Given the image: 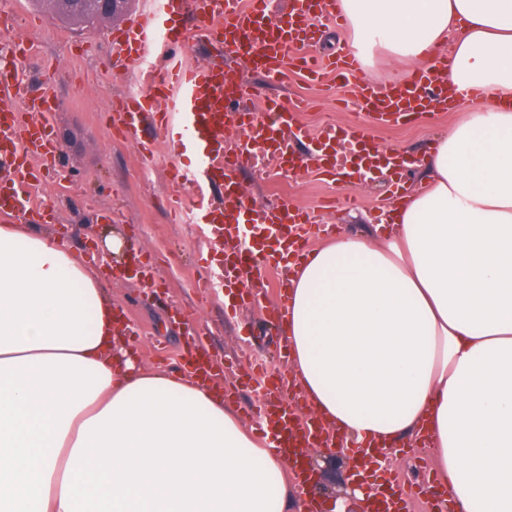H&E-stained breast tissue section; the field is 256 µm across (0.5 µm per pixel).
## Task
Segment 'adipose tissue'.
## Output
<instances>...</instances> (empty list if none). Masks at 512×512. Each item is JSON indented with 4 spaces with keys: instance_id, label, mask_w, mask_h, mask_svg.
I'll list each match as a JSON object with an SVG mask.
<instances>
[{
    "instance_id": "1",
    "label": "adipose tissue",
    "mask_w": 512,
    "mask_h": 512,
    "mask_svg": "<svg viewBox=\"0 0 512 512\" xmlns=\"http://www.w3.org/2000/svg\"><path fill=\"white\" fill-rule=\"evenodd\" d=\"M364 71L447 58L482 97L376 243L293 262L283 335L333 443L430 448L458 512H512V0H336ZM100 278L66 243L0 224V512H304L208 380L147 370Z\"/></svg>"
}]
</instances>
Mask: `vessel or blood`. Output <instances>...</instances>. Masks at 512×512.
Masks as SVG:
<instances>
[{"label": "vessel or blood", "mask_w": 512, "mask_h": 512, "mask_svg": "<svg viewBox=\"0 0 512 512\" xmlns=\"http://www.w3.org/2000/svg\"><path fill=\"white\" fill-rule=\"evenodd\" d=\"M168 14L200 23L205 36L224 44L229 53L246 58L253 68L278 74L291 70L314 82L329 75L340 81L357 79V121L343 133L336 124H326L311 142L320 169L329 166L343 171L380 164L385 154L368 144L363 118L390 125L415 115L433 117L446 111L445 69L435 64L414 70L402 88L384 94L359 75L351 49L342 48L332 58L308 54L306 47L322 23L341 24L336 0H292L291 8L281 13L272 12L268 0H150L148 7L127 21L112 42V65L133 69L135 81L146 91L127 95L115 105L119 129L134 140L150 119L171 126L178 135V151L196 159L192 168L172 166L175 184L192 186L197 171L206 172L211 183L224 189L223 207L211 209L214 223L254 224L278 243V251L268 253L257 239L246 238L235 246L232 260L221 271L220 284L242 285V295L249 299L253 293L246 289V282L266 268L285 278L287 252L304 243L306 233L316 232L317 227L309 212L288 198L271 209L249 205L238 175L265 161L281 168H300L302 159L293 140L303 129L295 108L259 98L223 58L190 67L157 59L155 46L183 48L192 37L190 28L165 27L161 19ZM26 52L25 45L17 41L0 46V175L8 179L7 191H0V222L4 224L44 222L47 208L35 201L34 192L41 185V166L55 165L59 157L50 133L58 101L48 95L27 96L28 76L15 63L16 56ZM232 126L241 142L228 149L224 131ZM257 411L290 456L312 444L319 430L315 424L299 425L284 391L265 398Z\"/></svg>", "instance_id": "vessel-or-blood-1"}]
</instances>
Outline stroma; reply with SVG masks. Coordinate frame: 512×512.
<instances>
[{"label": "stroma", "instance_id": "35a3bbf8", "mask_svg": "<svg viewBox=\"0 0 512 512\" xmlns=\"http://www.w3.org/2000/svg\"><path fill=\"white\" fill-rule=\"evenodd\" d=\"M1 10L14 16L10 38L31 43L36 51L34 58L21 62L32 74L34 90L63 102L53 123L62 171L40 190L58 221L45 225V232L66 241L79 255L93 251L105 259L100 273L107 296L139 327V335L130 342L143 367L181 364L185 347L193 342L173 316L174 307H181L200 327L202 345L222 366L216 385L233 388L230 404L244 427L256 429L250 406L268 387L250 380V367L256 359L274 357L285 349L282 336L264 322L277 291H263L258 303L227 317L223 294H208L204 287L205 277L224 266L215 229L202 214L178 220L170 209L175 191L170 143L143 126L141 137L155 142L152 153L146 154L114 131L110 102L138 89L130 72L111 71L104 59L124 19L72 28L52 19L43 8H19L15 0H0ZM237 69L252 90L282 106L308 102L298 121L309 133L330 121L342 128L355 118L346 108L357 93L354 82L325 92L294 74L273 78L243 61ZM458 117L452 111L423 121L373 124L369 138L379 148L415 157L428 152L435 138L447 133ZM239 182L253 206L273 202L281 190L303 209L314 211L325 227L340 233L367 232L375 242L384 236L378 228L382 211L390 206L384 175L343 186L314 179L302 169L273 175L246 170ZM90 202L111 210V221L96 220L86 208ZM134 247L150 260L155 288L119 275L124 251ZM354 454L351 448L328 452L313 446L304 451L307 460H324V467L317 470L319 488L338 498L350 494L347 484Z\"/></svg>", "mask_w": 512, "mask_h": 512}]
</instances>
